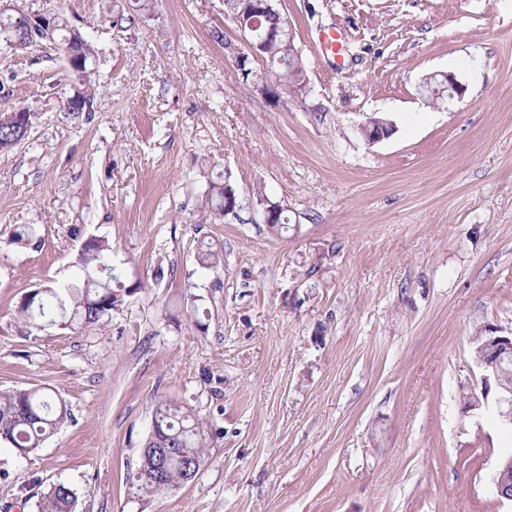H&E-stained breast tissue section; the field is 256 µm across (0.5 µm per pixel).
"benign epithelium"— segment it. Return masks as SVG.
<instances>
[{"mask_svg": "<svg viewBox=\"0 0 512 512\" xmlns=\"http://www.w3.org/2000/svg\"><path fill=\"white\" fill-rule=\"evenodd\" d=\"M253 5L248 22L251 34L245 40V48L234 44L226 46L235 65H240L247 56L259 60L263 58L261 49L272 40L275 31L261 30L260 18L275 12V0H248ZM364 139L374 144L387 137L393 131V124L378 117H370L359 125ZM481 357L475 358L479 370V381L468 388L470 401L463 407L462 413L468 415L475 411L494 407L498 422L512 427V376L504 368L512 360V330H505L495 324L485 326L484 337L477 346ZM492 484L498 498L512 501V454L503 455L496 464Z\"/></svg>", "mask_w": 512, "mask_h": 512, "instance_id": "7a95c632", "label": "benign epithelium"}]
</instances>
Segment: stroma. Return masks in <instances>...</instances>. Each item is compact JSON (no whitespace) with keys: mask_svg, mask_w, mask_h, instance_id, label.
Returning a JSON list of instances; mask_svg holds the SVG:
<instances>
[{"mask_svg":"<svg viewBox=\"0 0 512 512\" xmlns=\"http://www.w3.org/2000/svg\"><path fill=\"white\" fill-rule=\"evenodd\" d=\"M132 3L16 0L93 46L89 122L63 109L59 45L0 37V113L33 115L0 152V392L49 387L72 413L33 454L0 446V512H37L59 482L75 512H512L492 485L512 428L460 402L474 327L512 329V0H280L299 99L239 76L213 37L243 43L224 0L114 27ZM332 30L337 58L317 46ZM448 74L464 92L435 105ZM371 116L394 133L367 143ZM222 172L239 207L215 221ZM92 238L122 305L83 332L21 318ZM161 398L203 420L205 460L149 496L132 475Z\"/></svg>","mask_w":512,"mask_h":512,"instance_id":"1","label":"stroma"}]
</instances>
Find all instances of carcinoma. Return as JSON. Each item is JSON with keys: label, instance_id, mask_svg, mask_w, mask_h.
<instances>
[{"label": "carcinoma", "instance_id": "1", "mask_svg": "<svg viewBox=\"0 0 512 512\" xmlns=\"http://www.w3.org/2000/svg\"><path fill=\"white\" fill-rule=\"evenodd\" d=\"M152 0H138L132 12H117L119 23L132 29L151 10ZM53 38L61 46L64 57L74 50L81 54L82 64L72 71L73 95L68 100L77 103L79 112L89 122L94 114V95L91 90L93 70L88 68L94 49L84 38H72V28L67 20L52 15ZM262 25L277 29V36L268 43L264 56L269 62L283 68L282 76L288 81L293 93L301 95L303 79L302 58L295 43V35L288 27V19L277 13L262 20ZM0 34L10 44L23 49L25 43L38 39L40 31L31 27L27 15L14 17L11 11H0ZM23 117L0 119V151L13 148L27 137L32 125L31 112L22 109ZM235 193L229 180L220 175L209 181L210 212L224 215V199ZM77 264L83 273L77 283H63L39 288L31 297L23 299L18 314L41 328L58 326L77 331L94 329L122 304L121 281L112 265V248L102 239L92 238L79 254ZM152 415L162 420L164 436L153 448L145 449L138 468L132 476L140 491L155 495L171 492L187 483L189 467H200L205 459V424L192 409L167 399L158 400ZM71 420V412L65 400L48 387L0 392V444L20 449L29 455L42 447L44 442ZM168 449L165 486L155 483V449ZM75 493L63 483L53 485L38 504V512H74Z\"/></svg>", "mask_w": 512, "mask_h": 512}]
</instances>
